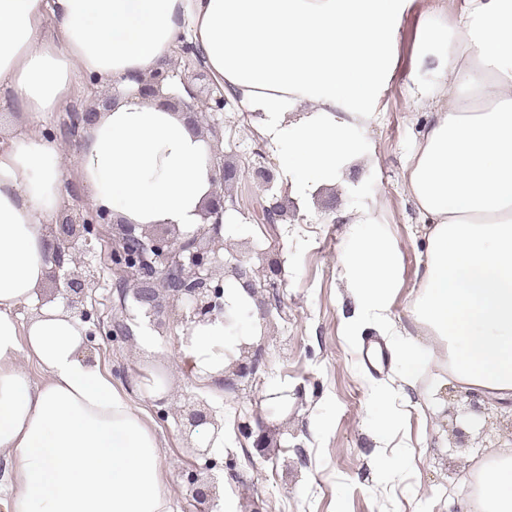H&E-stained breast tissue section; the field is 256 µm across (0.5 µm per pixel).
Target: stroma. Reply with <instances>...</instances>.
<instances>
[{"label": "stroma", "mask_w": 512, "mask_h": 512, "mask_svg": "<svg viewBox=\"0 0 512 512\" xmlns=\"http://www.w3.org/2000/svg\"><path fill=\"white\" fill-rule=\"evenodd\" d=\"M432 0H413L405 14L396 47L397 69L384 90L377 110L378 122L367 134L380 151L379 163L356 162L358 201H382L379 221L401 248L400 286L392 313L398 324H407L405 302L415 286L421 255L416 247L420 226L411 204L402 193L401 172L412 146L416 124L408 116L409 88L429 85L430 76L414 73L421 48L418 30ZM112 98L111 86L94 94L75 86L69 102L54 116V134L62 147L74 150L70 140V115L100 107ZM258 190L248 179L235 185L233 194L241 208L229 228L235 241H262L284 261L280 296L282 309L273 313L272 329L263 341L267 367L256 381L242 383L230 394L213 384L192 379L178 363L180 325L170 322L157 328L131 304L120 299L121 277L109 255L111 235L92 238L87 260L96 282L87 302L89 327L94 333L90 354L112 381L134 389L145 375L171 384L167 404L146 402L150 423L164 445L171 465L166 476L174 488V512H196V504L181 481L183 471L203 468L206 459L216 463L224 478L223 493L213 512H239L244 495L251 494L265 512H448L449 499L467 493L468 462H480L498 449L512 445V436L488 427L472 432L465 447L452 444L456 420L472 404L483 407L487 417L512 416V399L496 401L482 392L454 386L438 390L434 402L421 403L407 415L399 433L424 462L403 464L397 485L380 481L379 438L368 414L374 390L395 377L393 366L373 372L361 359V350L375 331L349 336L343 317L350 315L349 288L336 265V255L347 241L343 225L334 219L347 204L345 194L323 187L309 204L311 222L270 226L250 215ZM126 324L130 342L113 339L109 331ZM152 336V352L142 355L136 337ZM288 393L287 404L268 400L269 392ZM205 404L224 425V445L201 458L180 434L176 413L185 405ZM262 408L276 428L275 446L259 455L238 431L254 408ZM421 487L420 498L410 499L407 489Z\"/></svg>", "instance_id": "35a3bbf8"}]
</instances>
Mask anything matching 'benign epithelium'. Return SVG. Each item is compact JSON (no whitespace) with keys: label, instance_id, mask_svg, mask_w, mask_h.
I'll list each match as a JSON object with an SVG mask.
<instances>
[{"label":"benign epithelium","instance_id":"7a95c632","mask_svg":"<svg viewBox=\"0 0 512 512\" xmlns=\"http://www.w3.org/2000/svg\"><path fill=\"white\" fill-rule=\"evenodd\" d=\"M178 71L171 66L165 72H156L149 77L137 78V93L144 99L158 101L168 110L180 112L193 128L207 130L216 146L214 188L203 208L204 223L197 230L183 237H168V234L153 233L140 224H127L121 220H110L109 213L90 209L86 213L61 212L55 220V229L46 240V248L54 262V269L72 263L75 270L67 274L65 288L68 308L82 320L90 319L87 308L89 288L95 274L85 261L83 245L90 236L101 234V225L112 224V263L127 273L121 299L131 300L133 306L156 317L157 324H165L164 316L177 313L184 335H189L193 325L224 318V324L233 326L236 315L229 312L224 301L226 276L238 283L252 299L258 313L260 336L268 335L272 310L280 308L281 260L269 254L259 242H251L246 251L240 253L231 240L226 238L224 213L236 209L237 201L232 187L243 177L253 179L259 188L253 212L257 220L268 224H291L298 217V204L286 195H277L273 170L262 162L264 147L253 150L252 155L260 162L241 167L226 159L222 149L224 127L210 121L215 114L225 112L231 102L222 94L198 96L188 83H183L189 99L176 93H166L163 87L176 83ZM264 365L263 347L260 344L241 343L235 347L224 366V375L214 383L226 392H235L239 384L256 379ZM181 432L192 436L205 425L214 431L221 424L205 407H186L178 411ZM242 435L253 438V447L263 455L269 443V424L261 409L252 413V421L241 427ZM192 498L200 505H208L218 499L217 484L211 474L201 475L195 470L187 476Z\"/></svg>","mask_w":512,"mask_h":512}]
</instances>
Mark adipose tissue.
Returning <instances> with one entry per match:
<instances>
[{
	"mask_svg": "<svg viewBox=\"0 0 512 512\" xmlns=\"http://www.w3.org/2000/svg\"><path fill=\"white\" fill-rule=\"evenodd\" d=\"M410 0H0V496L9 512H173L163 445L141 398L117 388L87 354L88 329L44 300L53 267L44 243L63 209L67 176L90 205L130 224L197 229L214 155L183 116L136 96V77L199 52L252 134L277 157L281 189L306 204L322 186H346L349 167L377 160L362 136L396 70ZM453 25L421 30L430 53L416 68L429 95L402 179L426 241L409 326L391 317L399 285L397 240L376 206L345 208L336 265L353 311L348 333L374 322L400 364L380 389L375 429L396 432L398 400H431L453 380L512 395V0H455ZM112 83L115 106L82 130L74 155L48 138L53 114L78 80ZM32 310L20 320V307ZM222 319L180 339L189 373L224 368ZM38 365L45 381L33 382ZM461 512H512V448L483 461Z\"/></svg>",
	"mask_w": 512,
	"mask_h": 512,
	"instance_id": "adipose-tissue-1",
	"label": "adipose tissue"
}]
</instances>
